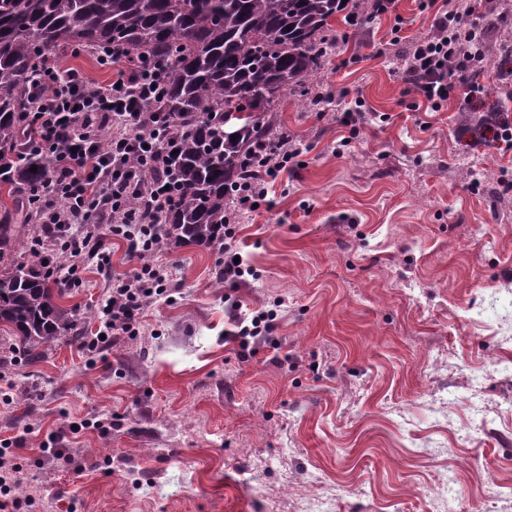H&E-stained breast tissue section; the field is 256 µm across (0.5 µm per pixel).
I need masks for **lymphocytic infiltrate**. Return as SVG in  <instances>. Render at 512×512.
I'll list each match as a JSON object with an SVG mask.
<instances>
[{"mask_svg":"<svg viewBox=\"0 0 512 512\" xmlns=\"http://www.w3.org/2000/svg\"><path fill=\"white\" fill-rule=\"evenodd\" d=\"M422 7L433 10L436 33L415 42L403 81L413 98L437 111L448 100L453 76H470L486 62L487 54L480 16L437 11L434 0H423ZM40 73L50 90L32 115L36 133L24 148L40 153L58 145L62 152L43 185L40 231L31 252L46 276L65 288L82 287L80 272L89 263H107V239L125 243L134 264L132 272L113 277L98 310V335L80 340L83 350L97 354L108 340L136 334L145 308L173 293L172 279L157 256L168 241L161 216L175 198L165 187L144 186L146 180L157 179L163 163V148L150 132L159 115L149 106L165 91L167 67L146 55L134 75H118L116 81L95 89L88 88L76 71L57 73L51 62ZM108 119L113 131L106 137L102 131ZM300 154L290 137L273 152L255 144L261 177L239 186L235 209L265 204L268 184L291 169ZM59 251L68 256L67 267L54 263L53 255ZM224 301L233 323L225 343L242 352L258 340L279 349L277 309L246 311L230 295Z\"/></svg>","mask_w":512,"mask_h":512,"instance_id":"lymphocytic-infiltrate-1","label":"lymphocytic infiltrate"}]
</instances>
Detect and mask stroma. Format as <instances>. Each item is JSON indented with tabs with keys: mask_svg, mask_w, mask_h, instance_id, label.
<instances>
[{
	"mask_svg": "<svg viewBox=\"0 0 512 512\" xmlns=\"http://www.w3.org/2000/svg\"><path fill=\"white\" fill-rule=\"evenodd\" d=\"M397 5L337 17L313 95L267 113L302 153L269 185L272 210L237 219L254 277L229 288L219 250L173 244L176 291L138 336L97 355L63 339L30 360L0 335V440L32 512H512V149L475 132L512 124V79L491 62L480 98L460 84L439 111L415 106L402 72L433 14ZM437 5L475 9L512 50V0ZM344 91L367 126L340 153ZM110 251L62 300L80 332L130 268L121 242ZM230 292L283 300L282 356L225 344Z\"/></svg>",
	"mask_w": 512,
	"mask_h": 512,
	"instance_id": "35a3bbf8",
	"label": "stroma"
}]
</instances>
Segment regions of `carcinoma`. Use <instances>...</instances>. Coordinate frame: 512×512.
I'll list each match as a JSON object with an SVG mask.
<instances>
[{"instance_id": "cac0c4a2", "label": "carcinoma", "mask_w": 512, "mask_h": 512, "mask_svg": "<svg viewBox=\"0 0 512 512\" xmlns=\"http://www.w3.org/2000/svg\"><path fill=\"white\" fill-rule=\"evenodd\" d=\"M366 0H0V324L33 357L76 326L75 309L58 302L41 267L21 261L35 238L50 153L18 149L26 113L37 107L38 60L102 45L143 50L169 65L163 121L166 181L177 201L162 223L174 241L224 242L235 188L251 173L242 160L260 138L283 132L264 120L285 95L309 91L343 13L369 22ZM242 121L224 136V116ZM37 166V172L30 171Z\"/></svg>"}]
</instances>
